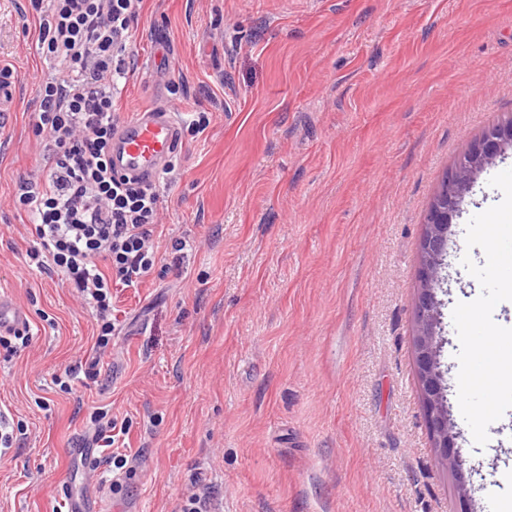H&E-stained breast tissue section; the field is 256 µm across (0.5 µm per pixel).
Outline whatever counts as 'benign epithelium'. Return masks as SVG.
<instances>
[{"label": "benign epithelium", "instance_id": "obj_1", "mask_svg": "<svg viewBox=\"0 0 512 512\" xmlns=\"http://www.w3.org/2000/svg\"><path fill=\"white\" fill-rule=\"evenodd\" d=\"M511 146L512 126L496 127L474 144L467 152V158H462L456 163L451 171L452 182L449 186L448 202L442 207L436 205L431 209L421 243V288L416 302L419 378L426 421L434 440V447L439 449L441 460L455 471L461 470L464 461L453 451L455 435L442 385L443 375L439 360L442 342L438 341L441 300L437 297V284L454 219L460 215L461 202L472 190L478 175L505 154L507 148Z\"/></svg>", "mask_w": 512, "mask_h": 512}]
</instances>
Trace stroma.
I'll return each mask as SVG.
<instances>
[{"mask_svg": "<svg viewBox=\"0 0 512 512\" xmlns=\"http://www.w3.org/2000/svg\"><path fill=\"white\" fill-rule=\"evenodd\" d=\"M46 0H0V292L35 335L0 360V512H64L70 455L98 408L125 428L92 455L105 512H505L500 457L476 447L457 393V303L475 279L466 225L512 150L477 178L448 243L441 368L465 465H442L418 381L420 242L446 170L512 115V0H144L122 119L163 108L181 131L158 183L161 252L189 239L179 274L112 291L115 334L95 383L54 379L93 353L94 313L56 273L28 271L31 223L15 195L37 172L38 49ZM166 39L164 63L154 41Z\"/></svg>", "mask_w": 512, "mask_h": 512, "instance_id": "1", "label": "stroma"}]
</instances>
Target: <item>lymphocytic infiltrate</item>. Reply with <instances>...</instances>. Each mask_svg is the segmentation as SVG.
Instances as JSON below:
<instances>
[{"instance_id":"f902f5d3","label":"lymphocytic infiltrate","mask_w":512,"mask_h":512,"mask_svg":"<svg viewBox=\"0 0 512 512\" xmlns=\"http://www.w3.org/2000/svg\"><path fill=\"white\" fill-rule=\"evenodd\" d=\"M143 0H49L39 48L58 70L39 88L36 133L43 167L20 183L19 210L32 218L29 263L61 274L95 312V356L65 378L96 381L115 331L112 290L171 270L155 239V184L115 175L109 149L121 122L114 100L128 72L131 28Z\"/></svg>"}]
</instances>
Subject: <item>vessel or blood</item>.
Returning <instances> with one entry per match:
<instances>
[{
	"instance_id": "vessel-or-blood-1",
	"label": "vessel or blood",
	"mask_w": 512,
	"mask_h": 512,
	"mask_svg": "<svg viewBox=\"0 0 512 512\" xmlns=\"http://www.w3.org/2000/svg\"><path fill=\"white\" fill-rule=\"evenodd\" d=\"M180 123L174 113L143 111L122 123L112 135V166L121 175L154 181L178 148ZM26 310L0 293V334L25 327Z\"/></svg>"
}]
</instances>
